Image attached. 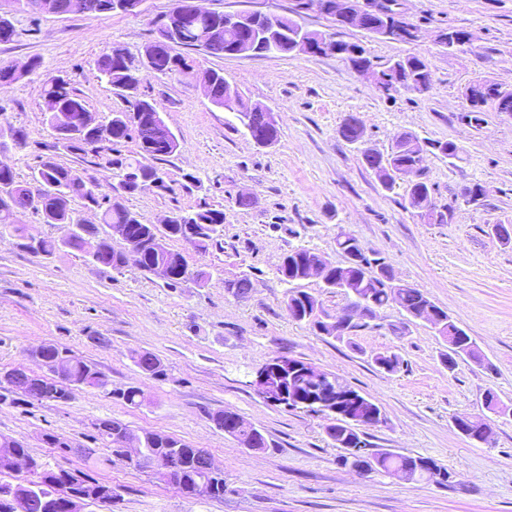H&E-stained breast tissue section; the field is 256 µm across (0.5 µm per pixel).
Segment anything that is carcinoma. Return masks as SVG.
Instances as JSON below:
<instances>
[{"label": "carcinoma", "instance_id": "1", "mask_svg": "<svg viewBox=\"0 0 512 512\" xmlns=\"http://www.w3.org/2000/svg\"><path fill=\"white\" fill-rule=\"evenodd\" d=\"M41 2L54 16H64L71 13V0H28L29 5ZM84 14L88 17H98L112 12H124L117 7L105 8L103 4L114 3V0H83ZM279 22L269 23L273 28V43L265 44L259 48L258 55L278 54L288 52V35L275 29ZM16 36V30L4 8L0 7V43H9ZM245 39V32L237 27L224 25V13L212 12L203 19H190L183 23L179 30V46L189 50H202L218 58L232 57L231 48L239 41ZM342 51L348 54V62L355 69L362 64L370 63L373 57L359 42L338 39ZM151 66L154 73L161 76L189 75L195 71V61L183 53L171 54L166 47L156 42L148 46ZM99 73L115 90V94L128 98L126 88L134 78L137 66L133 58L122 48L117 52L105 53L96 61ZM389 78L387 82V97L409 88L414 92H425L432 86V73L426 59L417 55L391 58L381 62ZM201 79L208 84L210 102L218 107L225 108V112L237 120L243 127L254 133L267 130L265 122L266 108L247 101L237 87L231 85L221 70L208 69L201 73ZM45 106L51 108L48 112L47 122L54 133L64 128L81 129L86 126L87 120L92 118L84 100L66 79H48L42 89ZM234 96V102L227 105L225 100ZM109 130V144L118 145L126 140L137 141V155L117 158L114 164L123 170H140L148 175V180L138 184L130 183L127 194L143 193L152 189L165 190L166 182L153 185L155 174L153 168L145 164V153H156L154 159L162 160L172 156L164 151L162 143L165 142L167 131L162 125L144 124L134 125L130 122V111L112 113V117L104 124ZM364 129L358 118L350 115L339 127L340 137L350 144H357L363 138ZM56 143L66 149L78 152H87L95 149L97 139L93 137L64 140L55 137ZM439 150L444 156L457 157V146L452 142L430 144L420 140L411 132H401L394 136L390 151L383 155L373 149L362 151L365 164L374 171L383 188L392 191L397 185L396 174L412 173L410 187L406 193L408 206L416 211L417 215L429 224H446L450 211H439L432 198L433 186L428 183L425 168L418 166L421 154L428 148ZM88 178L77 170L59 163L55 158L46 156L41 158L34 168L32 181L24 184L16 180L10 169H0V234L17 233L23 239L21 246L33 254L46 256L63 250H74L88 256L91 261L114 270H119L127 263L125 249L115 248L108 243L104 235L95 224H81L73 217L71 203L78 199L90 209L102 210V223L110 226L122 224L141 252L140 267L153 272L159 264L170 265L174 269L173 278L167 285L175 286L185 279H192L199 285H204L210 279L211 273L200 266L194 270L189 268L185 256L168 246V240H179L190 245L197 253L205 254L213 246L219 244L224 236V211L211 208L207 205L198 206L190 210H182L180 214L184 219L182 224H145L139 215L130 211L123 203L111 202L103 204L105 197L100 193L87 188ZM33 208L43 213L47 224H69L74 229L60 238H48L38 233L27 232L14 222L15 212L22 209ZM336 247L346 257L360 256V261L336 266L328 264L322 272L323 285L340 291L351 300L352 305L361 302L372 305L379 310L383 307L395 305L406 312L408 316L421 313L427 307H436L422 290L407 286L405 288H392L388 282L393 280L391 268L380 258H369L361 253L358 240L349 233H342L336 238ZM318 254L306 248L290 250L282 260L280 273L288 283H297L306 275V269ZM225 288L237 298L249 295L252 282L246 274L237 276L234 280L225 283ZM286 309L295 317H302L303 322L312 326L314 330L325 336L343 339L346 331L358 328L353 324L347 328L336 325V322L323 320L319 316L321 303L318 298L307 291L292 288L285 299ZM133 362L140 371L154 379L167 376V369L162 360L149 351L135 352ZM371 360L380 370L394 374L403 367L401 356L391 350L376 351L372 353ZM70 377L73 382L83 387L97 389L105 395L111 394L110 382L107 376L99 371L95 365L79 357H73ZM5 383L8 390L23 397V400L43 402H64L71 398V394L58 391L54 384V377L47 371L42 377L36 379L26 373L24 369H12L6 372ZM286 390L292 397L288 403L290 410L319 413L321 409L314 403L307 404L305 400L310 397H319L318 385L306 376L304 370H299L293 377L285 382ZM346 392L355 396V400L348 403V409L353 416L364 418L374 410L376 404L357 390L346 387ZM118 399L130 407H139L145 397L138 387H128L119 392ZM208 418L215 427L224 431V434L245 446L252 440L259 441L260 448L267 447V440L262 432L251 422L231 411H217L208 414ZM102 427L96 430V438L108 442L117 448L122 440L132 435L129 427L120 420L106 419L101 421ZM330 439L336 447L343 449L340 462L346 466L353 465L360 471L377 473L388 476L393 471L406 470L417 461L422 462L418 478L432 479L440 485H448V468L439 464L435 459L427 456H411L394 452L390 449H379L369 458L355 452V449H364L372 446L365 431H354L343 424V419H335V423L326 427ZM142 445L153 453H160L162 448L180 449L179 461L183 467L184 476L192 482L202 485V496L210 499L224 497V475L213 474L206 469V464L198 449L191 447L183 440L161 433L145 431L141 438ZM46 443L62 451L74 450L87 463H97L96 450L89 447L76 449L63 438L48 434ZM41 476L63 480L60 471L47 468L37 462L27 476L22 478L18 486L34 483V478Z\"/></svg>", "mask_w": 512, "mask_h": 512}]
</instances>
